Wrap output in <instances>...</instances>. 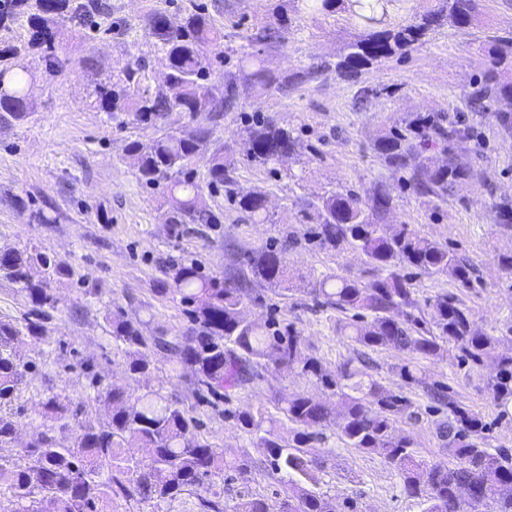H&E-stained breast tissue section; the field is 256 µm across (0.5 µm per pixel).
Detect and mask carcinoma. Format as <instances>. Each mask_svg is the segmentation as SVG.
<instances>
[{"label": "carcinoma", "instance_id": "cac0c4a2", "mask_svg": "<svg viewBox=\"0 0 512 512\" xmlns=\"http://www.w3.org/2000/svg\"><path fill=\"white\" fill-rule=\"evenodd\" d=\"M303 9L326 14L339 0H300ZM382 0H354L353 14L359 32L353 41L322 69L311 73L276 74L254 54L238 66L251 69L250 80L263 91L288 94V88L333 72L344 81H355L362 71L395 56H406L425 43L428 34L448 24L467 30L478 20L480 0H435L436 6L393 29L375 25L374 13ZM29 0H0V24L28 8ZM97 10L94 0H36L29 15L32 36L28 43L0 49V58L14 60L0 68V118L20 122L28 115V70L20 61L29 48L45 42L58 21H89ZM151 34L168 62L167 91L147 95L137 102L115 90L118 84L138 82L139 69L129 67L117 82L102 80L93 95L106 112L128 111L142 123L159 128L149 150L133 142L127 155L139 180L167 189L166 224L179 236L191 224H219L220 217L200 203L201 182L191 165L205 163L204 182L224 187L238 209L255 224L271 223L266 197L260 191L236 190L232 167L224 163V148H210L211 128L200 125L192 137L166 127L171 112L191 118L233 107L237 86L224 83V94H212L206 81L214 58L221 55V34L200 12L178 22L154 17ZM288 18L280 15L254 25L246 40L283 42L288 38ZM474 109L498 115L501 126L512 127V37H503L489 53L485 80L472 96ZM461 131L448 116L410 115L379 137L375 151L393 169L410 173V184L422 195H448L474 177L470 165L453 157L443 163L431 153L448 152V142ZM301 145L290 130L260 112L243 130L242 160L254 166L277 162L280 153H296ZM391 191L384 184L361 194L341 186L308 204L303 218L312 226L305 240L324 250L344 243L364 256L374 274L367 280L344 277L334 271L312 282L308 296L327 312L350 314L335 322L341 335L360 347L328 376L320 360L306 349L301 330L293 322L250 320L245 315L249 274L265 282L275 295L282 294L288 279V250L300 239L288 234L281 244L271 242L252 252L245 273L236 277L209 276L192 261L168 262L154 292L180 298L186 306L187 326L175 336H146L141 321L121 309L108 314L112 342L123 354L132 377L150 369L148 352L163 350L171 370L193 375L195 395L214 402H228L241 389L254 387L271 367L279 373L316 380L333 389L337 401L329 403L311 394H296L275 401V411L263 408L224 411L265 449L273 470L282 474L284 496L272 501L262 494L231 493L224 487V473L244 475L251 467L245 452H229L203 434L189 414L180 394L145 386L133 395L122 387L98 392L94 401L110 407L104 423L78 426L63 442L85 408L51 392L42 408L54 425L39 432L18 450L13 461L0 459V501L8 512H105L117 502L146 504L151 512L186 498H194V512H352L354 504H341L315 488L324 449L316 447L321 431L334 424L348 448L376 452L400 479L403 494L419 502L422 512H512V449L486 448L484 419L436 389L430 398L448 406V415L437 425L445 457L427 460L408 432L396 431V417H412L411 402L394 394L368 373L370 352L391 348L407 354L400 366L409 383L421 382L417 361L448 358L460 365L496 366L489 393L497 405H512V353L499 351L500 338L481 331L473 315L454 294H438L424 301L416 298L410 279L400 268L424 273L451 271L462 284L470 283L471 268L438 242L416 233L407 224H386ZM40 266L52 274L34 280L31 270ZM66 273L36 248L0 250V277L18 285L24 302L19 321L0 320V447L14 439L13 403L18 399L23 371L17 356L22 342L39 343L44 324L52 318L57 290ZM291 424V438L283 436Z\"/></svg>", "mask_w": 512, "mask_h": 512}]
</instances>
